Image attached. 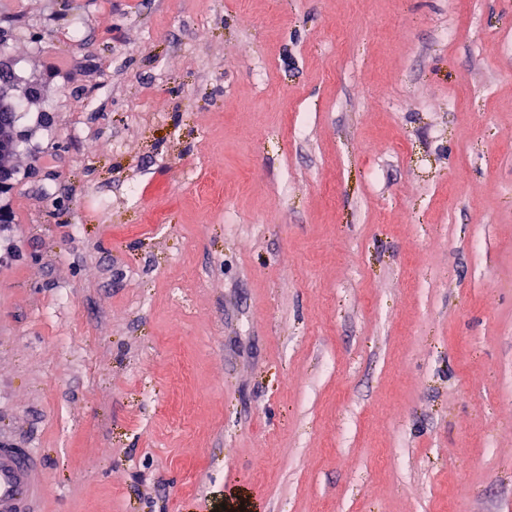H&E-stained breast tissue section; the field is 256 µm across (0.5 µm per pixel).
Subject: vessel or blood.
Here are the masks:
<instances>
[{"label": "vessel or blood", "instance_id": "vessel-or-blood-1", "mask_svg": "<svg viewBox=\"0 0 512 512\" xmlns=\"http://www.w3.org/2000/svg\"><path fill=\"white\" fill-rule=\"evenodd\" d=\"M42 486V466L33 452L0 448V512H26Z\"/></svg>", "mask_w": 512, "mask_h": 512}]
</instances>
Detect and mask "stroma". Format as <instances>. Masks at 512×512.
<instances>
[{
    "mask_svg": "<svg viewBox=\"0 0 512 512\" xmlns=\"http://www.w3.org/2000/svg\"><path fill=\"white\" fill-rule=\"evenodd\" d=\"M0 63L35 512H512V0H0ZM0 225L11 224V209L2 200L11 194L16 170L10 159L20 150L27 139L18 127V110L22 98L16 95V79L13 73L0 65Z\"/></svg>",
    "mask_w": 512,
    "mask_h": 512,
    "instance_id": "35a3bbf8",
    "label": "stroma"
}]
</instances>
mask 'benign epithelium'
<instances>
[{"label": "benign epithelium", "instance_id": "1", "mask_svg": "<svg viewBox=\"0 0 512 512\" xmlns=\"http://www.w3.org/2000/svg\"><path fill=\"white\" fill-rule=\"evenodd\" d=\"M40 96L38 85L25 88L23 96L16 95V79L13 73L0 66V225L10 223L11 209L3 198L11 194L16 170L10 159L26 143L25 134L18 127V110L22 100L33 101Z\"/></svg>", "mask_w": 512, "mask_h": 512}]
</instances>
